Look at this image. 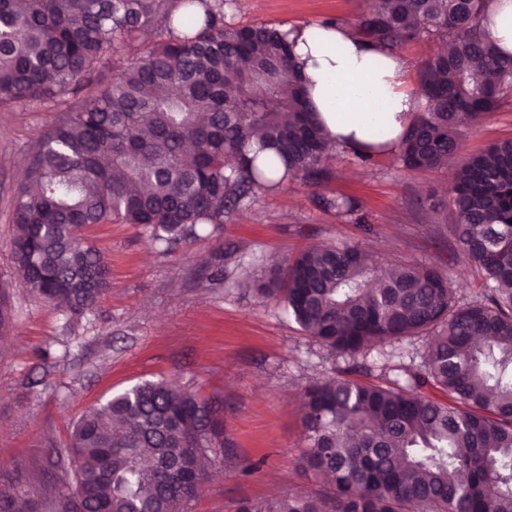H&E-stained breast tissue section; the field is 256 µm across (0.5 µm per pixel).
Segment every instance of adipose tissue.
Instances as JSON below:
<instances>
[{
    "label": "adipose tissue",
    "mask_w": 512,
    "mask_h": 512,
    "mask_svg": "<svg viewBox=\"0 0 512 512\" xmlns=\"http://www.w3.org/2000/svg\"><path fill=\"white\" fill-rule=\"evenodd\" d=\"M489 39L512 52V0H489L481 17ZM287 38L306 89L329 130V150L395 147L420 107L399 55L359 39L341 25L302 23Z\"/></svg>",
    "instance_id": "1"
}]
</instances>
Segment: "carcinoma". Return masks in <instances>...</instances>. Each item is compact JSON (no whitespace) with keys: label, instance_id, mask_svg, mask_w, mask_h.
<instances>
[{"label":"carcinoma","instance_id":"cac0c4a2","mask_svg":"<svg viewBox=\"0 0 512 512\" xmlns=\"http://www.w3.org/2000/svg\"><path fill=\"white\" fill-rule=\"evenodd\" d=\"M486 0H374L357 36L391 53L446 41L420 75L425 101L400 160L438 170L478 123L512 100V53L489 40ZM230 0H0V106L55 117L27 154L11 249L30 291L74 316L110 286L94 224H132L172 249L258 190L321 174L327 131L284 30L225 20ZM148 30L152 47L129 51ZM285 164L247 157L255 132ZM448 234L477 268L486 300L461 304L431 266L389 271L358 246L307 247L254 284L348 373L357 357L424 336L412 386L336 376L304 389L301 474L332 488L244 500L237 512H512V139L456 167ZM432 386L441 402L423 395ZM231 446L224 408L162 380L91 406L67 458L75 490L42 504L17 489L0 512H184Z\"/></svg>","mask_w":512,"mask_h":512}]
</instances>
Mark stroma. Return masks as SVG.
I'll use <instances>...</instances> for the list:
<instances>
[{"instance_id":"stroma-1","label":"stroma","mask_w":512,"mask_h":512,"mask_svg":"<svg viewBox=\"0 0 512 512\" xmlns=\"http://www.w3.org/2000/svg\"><path fill=\"white\" fill-rule=\"evenodd\" d=\"M372 0H234L228 21L287 28L336 22L356 28ZM52 115L0 108V285L11 323L0 330V490L13 481L31 496L65 482L47 462L66 450L89 406L144 380L167 379L221 402L233 456L186 512H236L241 500L319 493L297 459L306 446L300 392L307 380L342 373L349 358L331 355L289 317L282 301L261 300L252 283L305 247L360 244L384 264L415 263L450 275L460 302L481 300L485 281L443 226L448 174L404 168L398 150L362 163L353 152L328 153L318 183L294 180L226 214L218 225L168 250L145 229L95 224L87 237L105 255L111 288L96 310L73 319L25 287L14 264L11 208L30 145ZM512 138V101L467 127V158ZM351 199L366 223L329 205ZM224 267V282L208 276ZM424 343L404 342L392 360L372 362L371 382L405 383L418 371ZM259 463L245 475L241 466Z\"/></svg>"}]
</instances>
